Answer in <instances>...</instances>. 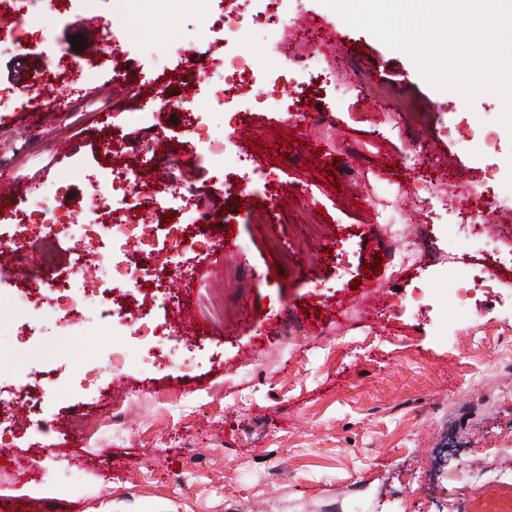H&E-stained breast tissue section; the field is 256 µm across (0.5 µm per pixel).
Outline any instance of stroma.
<instances>
[{"label":"stroma","mask_w":512,"mask_h":512,"mask_svg":"<svg viewBox=\"0 0 512 512\" xmlns=\"http://www.w3.org/2000/svg\"><path fill=\"white\" fill-rule=\"evenodd\" d=\"M37 8L51 27L0 16V163L17 183L0 194V237L19 235L18 208L86 201L88 176L127 164L148 187L200 192L212 218L205 232L235 253L225 262L188 254L175 275L133 293L161 366L133 351L119 375L104 356L130 347L138 323L114 335L97 320L65 328L14 312L22 282L67 271L76 254L107 265V240L73 226L30 239L25 262L0 254V512H35L42 498L57 499L60 512H512V471L501 466L512 448V366L487 368L512 351V211H497L482 237L469 228L481 199L512 198V132L498 121L499 97L466 104L320 0H288L289 16L315 19L329 36L321 66L331 82L307 89L333 123L322 131L309 116L288 117L283 92L254 109L270 91L244 84L232 120L244 191L229 193L188 126L195 116L210 137L224 135L222 107L189 70L221 53L220 37L198 39L192 18L160 19L139 0H100L93 14L80 0ZM264 9L251 0L242 52L253 68L312 50L289 28L270 50ZM76 34L83 49L72 46ZM114 38L117 57L106 47ZM61 52L64 74L53 64ZM353 56L379 88L418 97L427 121L404 126L397 102L377 92L340 93ZM185 98L189 117L175 108ZM282 132L294 144H278ZM414 141L421 155L409 152ZM157 145L171 148L169 159L145 162ZM439 181L447 193L420 209L410 188ZM261 207L287 265L273 267L252 236ZM370 211L397 212L401 243L417 253L398 279L364 274L396 245L387 227H364ZM452 256L498 273L460 310ZM156 295L173 296L174 307L154 304ZM217 295L237 308L222 325L209 314ZM35 341L52 352L49 363L26 360ZM47 375L54 391L33 411Z\"/></svg>","instance_id":"1"}]
</instances>
